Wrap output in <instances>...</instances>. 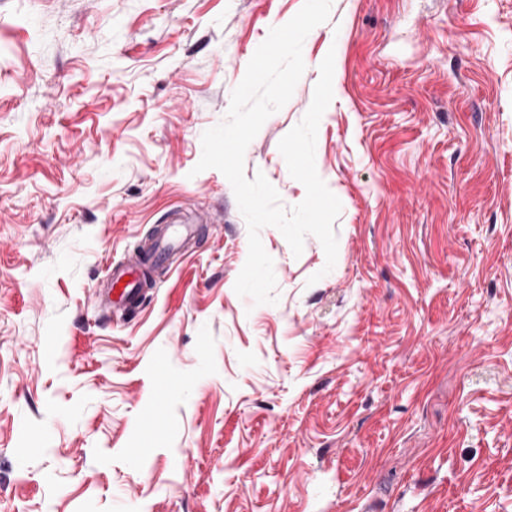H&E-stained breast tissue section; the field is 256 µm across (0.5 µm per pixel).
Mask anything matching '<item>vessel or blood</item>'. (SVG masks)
Instances as JSON below:
<instances>
[{"label":"vessel or blood","mask_w":512,"mask_h":512,"mask_svg":"<svg viewBox=\"0 0 512 512\" xmlns=\"http://www.w3.org/2000/svg\"><path fill=\"white\" fill-rule=\"evenodd\" d=\"M198 227L181 219L168 224H157L139 254L132 259L113 264L108 281L99 290L103 311H135L147 298L149 290L145 283L149 268L163 263L172 254H188L197 242Z\"/></svg>","instance_id":"vessel-or-blood-1"}]
</instances>
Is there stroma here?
I'll list each match as a JSON object with an SVG mask.
<instances>
[{
	"mask_svg": "<svg viewBox=\"0 0 512 512\" xmlns=\"http://www.w3.org/2000/svg\"><path fill=\"white\" fill-rule=\"evenodd\" d=\"M303 3L0 0V512H512V0H333L244 172L304 199L278 143L334 53L337 261L263 228L257 305L195 166ZM177 212L195 251L106 315L108 266Z\"/></svg>",
	"mask_w": 512,
	"mask_h": 512,
	"instance_id": "stroma-1",
	"label": "stroma"
}]
</instances>
